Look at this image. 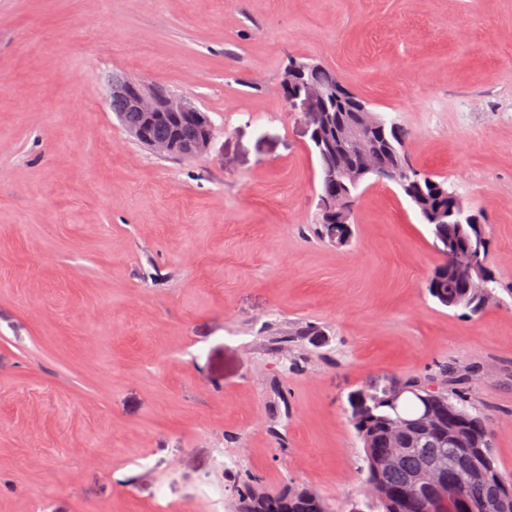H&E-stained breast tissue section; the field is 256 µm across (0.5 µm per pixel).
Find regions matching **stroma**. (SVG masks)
<instances>
[{"label": "stroma", "mask_w": 512, "mask_h": 512, "mask_svg": "<svg viewBox=\"0 0 512 512\" xmlns=\"http://www.w3.org/2000/svg\"><path fill=\"white\" fill-rule=\"evenodd\" d=\"M291 57L408 127L414 167L481 214L480 315L429 295L442 258L393 184L363 188L349 246L315 235ZM116 73L207 112L209 153L132 140ZM442 365L512 475V0H0V512H232L227 457L371 512L348 400Z\"/></svg>", "instance_id": "obj_1"}]
</instances>
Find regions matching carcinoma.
Wrapping results in <instances>:
<instances>
[{"label":"carcinoma","instance_id":"obj_1","mask_svg":"<svg viewBox=\"0 0 512 512\" xmlns=\"http://www.w3.org/2000/svg\"><path fill=\"white\" fill-rule=\"evenodd\" d=\"M294 62L304 67L305 80L322 86L326 105L333 123L324 132L323 140L336 141V124L348 123L364 112L366 103L356 97L344 80L332 69L299 58ZM112 112L123 129L137 141L151 147L164 140L172 145L171 157L184 158L183 148L199 142L212 131L207 113L161 111L153 115L129 109L120 98H112ZM411 131L396 119H384L381 130H367L361 143L348 146L353 161L367 165L376 180L394 183L419 215L431 209L435 221L429 224L433 244L442 263L428 282L430 296L441 306L464 310L474 316L495 299V276L485 265L489 241L483 224L468 222L470 211L463 199L454 207L450 203L455 191L448 188L447 179L416 169L410 162L406 145ZM320 169V193L336 189L330 176L339 170L336 150L312 142ZM317 234L338 247L347 246L353 236L352 224H325L317 217ZM456 250H466L476 265L474 272L461 271L450 264ZM443 377L412 380L405 395L395 405L380 397L366 401L367 411L350 416V421L362 443L366 467L365 489L375 500L379 512H457L455 505L431 501L425 494L412 489L410 475L426 465L443 448L448 434L456 435L467 451L458 455L454 471L448 479L460 480L462 498L484 499L488 512H512V477L498 468L493 457L492 436L485 420L467 409L463 400L454 398L443 388ZM433 398L435 423L422 424L419 419V396ZM400 420L413 425L404 439L420 440V444L398 456V436L394 427ZM234 512H334L330 502L307 487L266 490L260 480L245 476L236 485Z\"/></svg>","mask_w":512,"mask_h":512}]
</instances>
